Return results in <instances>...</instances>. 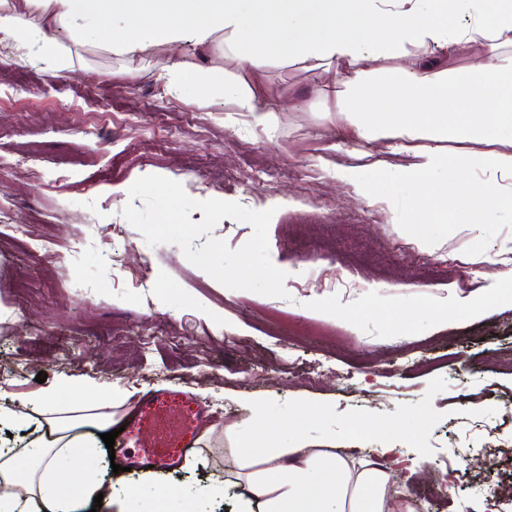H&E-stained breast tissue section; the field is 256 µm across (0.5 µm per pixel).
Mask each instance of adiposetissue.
<instances>
[{"mask_svg": "<svg viewBox=\"0 0 512 512\" xmlns=\"http://www.w3.org/2000/svg\"><path fill=\"white\" fill-rule=\"evenodd\" d=\"M237 0H25L46 13L52 29L82 41L88 14L122 11L126 35L111 43L114 54L141 58L161 47L223 42L245 45L240 56L255 78L289 60L341 75L348 99L345 126L364 142L387 141L393 151L412 156L406 169L418 187L412 232L426 215L456 203L466 223L480 229L487 203L501 182H512V0H314V26L288 38V19L276 9L281 0H262L268 20L264 35L254 33ZM475 20L458 26L455 11ZM481 47L478 64L456 71L444 62L460 42ZM426 55V63L387 69L386 60ZM204 87L234 97L248 125L264 132L277 125L274 111L247 85H232L223 70L198 69ZM446 141H479L486 149L475 159L450 157ZM458 171L447 190L430 177L445 164ZM480 165L491 180L469 176ZM121 387L60 377L32 399L26 410L0 411V422L23 426L37 421L40 435L24 451L0 448V512H77L95 496L111 501L95 459L103 456L104 433L123 405ZM267 427L256 422L244 448L237 486L249 512H383L388 475L340 455L332 447L291 440L271 448Z\"/></svg>", "mask_w": 512, "mask_h": 512, "instance_id": "adipose-tissue-1", "label": "adipose tissue"}]
</instances>
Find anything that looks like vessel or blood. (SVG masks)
I'll return each mask as SVG.
<instances>
[{
  "label": "vessel or blood",
  "instance_id": "1",
  "mask_svg": "<svg viewBox=\"0 0 512 512\" xmlns=\"http://www.w3.org/2000/svg\"><path fill=\"white\" fill-rule=\"evenodd\" d=\"M217 417L209 409L194 407L187 393L145 394L129 409V429L148 424L156 430L157 444L148 454L152 465L167 467L179 462V450L196 447L206 428L214 426Z\"/></svg>",
  "mask_w": 512,
  "mask_h": 512
}]
</instances>
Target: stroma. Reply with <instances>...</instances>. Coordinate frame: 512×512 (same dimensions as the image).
Returning a JSON list of instances; mask_svg holds the SVG:
<instances>
[{
  "mask_svg": "<svg viewBox=\"0 0 512 512\" xmlns=\"http://www.w3.org/2000/svg\"><path fill=\"white\" fill-rule=\"evenodd\" d=\"M124 32L118 16L79 43L56 32L54 62L37 65L0 42V409L23 410L42 372L188 389L219 415L173 469L116 473L102 456L105 512L133 483L147 496L175 484L195 512H244L243 439L261 419L283 443L301 407L306 441L396 458L387 512L400 491L424 512H512V187L481 231L452 211L420 240L401 226L417 195L410 156L340 131L343 102L322 92L334 73L269 69L263 102L279 123L254 132L224 96L166 88L175 62L253 84L233 56L184 44L129 61L101 47ZM36 146L37 166L18 165ZM217 484L223 499L204 498Z\"/></svg>",
  "mask_w": 512,
  "mask_h": 512,
  "instance_id": "stroma-1",
  "label": "stroma"
}]
</instances>
